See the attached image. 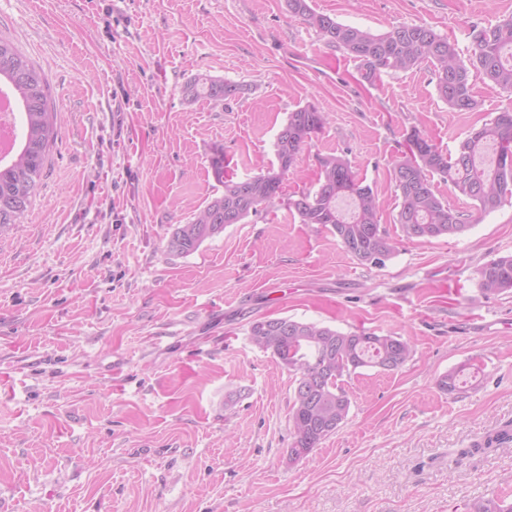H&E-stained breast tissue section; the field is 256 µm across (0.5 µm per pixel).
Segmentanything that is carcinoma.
Returning <instances> with one entry per match:
<instances>
[{"label": "carcinoma", "instance_id": "obj_1", "mask_svg": "<svg viewBox=\"0 0 512 512\" xmlns=\"http://www.w3.org/2000/svg\"><path fill=\"white\" fill-rule=\"evenodd\" d=\"M288 9L328 43L359 60L369 81L382 72L407 71L426 63L436 77L440 98L452 112L477 108L473 72L512 93V16L476 30L472 53L465 62L456 43L424 24H400L373 34L314 13L307 0H288ZM3 91L16 103L18 135L10 154L0 156V236L31 206L56 140V107L44 74L11 42L0 38V93ZM183 93L190 101H223L241 93V86L198 75L186 83ZM325 124L326 116L313 105L289 113L275 141L277 167L244 180L225 176L224 149L215 150L210 165L224 191L189 223L174 230L169 251L192 254L225 226L241 222L260 205L278 197L298 154ZM435 175L472 200L480 214L500 207L506 197H512V111L499 112L469 131L455 154L448 156L427 135L411 130L405 151L392 167L399 199L395 221L406 238L430 240L469 229L462 214L434 192L431 178ZM288 209L302 224L327 228L363 265L381 266L395 250L393 239L380 224L381 203L342 156L319 159L317 189L288 200ZM477 274L485 295L512 290V256L484 263ZM250 338L294 375L289 413L294 441L290 452L305 457L336 432L349 414L351 401L341 378L362 367L397 370L414 356L410 343L400 336L342 332L288 317L254 321ZM437 385L448 394L460 391L459 371H448ZM511 442L512 426L508 424L474 444L473 451ZM472 512H512V502L493 494L475 501Z\"/></svg>", "mask_w": 512, "mask_h": 512}]
</instances>
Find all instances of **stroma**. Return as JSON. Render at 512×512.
<instances>
[{"mask_svg": "<svg viewBox=\"0 0 512 512\" xmlns=\"http://www.w3.org/2000/svg\"><path fill=\"white\" fill-rule=\"evenodd\" d=\"M372 33L427 24L471 53L475 29L512 0H309ZM37 67L58 137L32 207L0 237V499L15 512H469L512 500V445L472 452L512 424V291L476 271L512 255V202L478 214L440 177L469 229L400 237L392 166L411 129L443 153L512 110L474 78L476 111L452 112L428 65L364 79L358 60L286 0H0V37ZM242 85L186 102L198 75ZM325 112L283 194L193 254L177 225L223 187L214 148L244 179L276 163L289 112ZM347 158L396 237L384 266L359 264L289 197L318 160ZM290 317L402 337L396 371L345 376L347 419L290 459L294 378L250 339ZM464 367L459 394L438 378Z\"/></svg>", "mask_w": 512, "mask_h": 512, "instance_id": "35a3bbf8", "label": "stroma"}]
</instances>
